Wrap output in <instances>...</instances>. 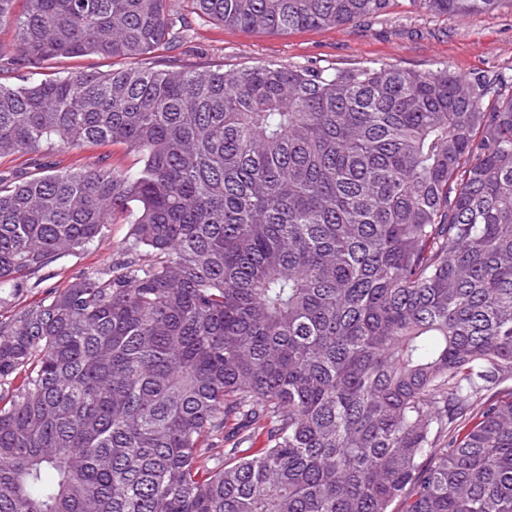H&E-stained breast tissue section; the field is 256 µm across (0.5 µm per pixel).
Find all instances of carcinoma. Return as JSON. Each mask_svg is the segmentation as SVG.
Instances as JSON below:
<instances>
[{
	"instance_id": "1",
	"label": "carcinoma",
	"mask_w": 512,
	"mask_h": 512,
	"mask_svg": "<svg viewBox=\"0 0 512 512\" xmlns=\"http://www.w3.org/2000/svg\"><path fill=\"white\" fill-rule=\"evenodd\" d=\"M192 2L280 33L393 0ZM3 22L0 157L141 165L0 172V306L131 224L107 268L0 316V512H512V94L445 65L161 67L173 0H0ZM84 57L111 66L43 77ZM45 161L57 169L71 165L94 166L108 164L122 170H136L140 165V157L124 145L102 147H85L82 149H67L55 145L52 149H44Z\"/></svg>"
}]
</instances>
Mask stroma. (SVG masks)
I'll return each instance as SVG.
<instances>
[{"label":"stroma","instance_id":"35a3bbf8","mask_svg":"<svg viewBox=\"0 0 512 512\" xmlns=\"http://www.w3.org/2000/svg\"><path fill=\"white\" fill-rule=\"evenodd\" d=\"M176 9L190 23L187 42L176 51L160 50L158 57L163 61L176 57L182 67L232 71L275 62L330 72L386 65L426 73L444 64L464 78L483 77L491 96L512 93V8L459 21L401 0L391 13L352 25L288 33L226 28L200 19L185 0H178ZM44 157L57 168L107 164L133 171L140 165L137 153L118 144L82 149L57 145ZM128 231L123 217H115L103 244L83 255L59 259L18 289L9 304L0 307V314L20 312L81 272L105 268L119 257Z\"/></svg>","mask_w":512,"mask_h":512}]
</instances>
